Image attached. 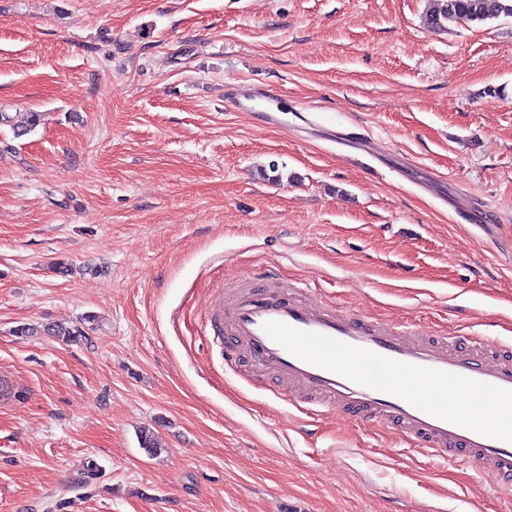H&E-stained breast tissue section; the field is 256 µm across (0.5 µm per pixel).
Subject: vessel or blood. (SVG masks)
Here are the masks:
<instances>
[{"label":"vessel or blood","mask_w":512,"mask_h":512,"mask_svg":"<svg viewBox=\"0 0 512 512\" xmlns=\"http://www.w3.org/2000/svg\"><path fill=\"white\" fill-rule=\"evenodd\" d=\"M275 97L269 89L234 88L224 104L246 111L256 99ZM206 328L226 362L274 377L295 401L395 428L432 457L472 462L512 482V426L472 422L402 384L415 379L446 393L462 387L486 397L485 412L497 414L512 406L511 341L340 313L299 283L266 273L216 296Z\"/></svg>","instance_id":"obj_1"}]
</instances>
